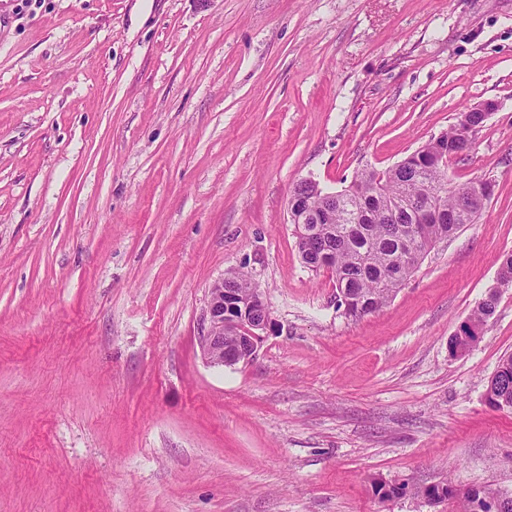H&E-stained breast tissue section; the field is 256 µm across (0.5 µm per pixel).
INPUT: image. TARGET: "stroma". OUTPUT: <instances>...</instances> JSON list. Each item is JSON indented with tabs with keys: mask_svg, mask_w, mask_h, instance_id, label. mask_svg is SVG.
<instances>
[{
	"mask_svg": "<svg viewBox=\"0 0 512 512\" xmlns=\"http://www.w3.org/2000/svg\"><path fill=\"white\" fill-rule=\"evenodd\" d=\"M498 108L454 182L476 223L383 308L336 309L288 203ZM512 0H0V512H455L374 481L512 495ZM234 272L273 327L203 357ZM492 289L489 290L486 297L478 303L476 308L472 311L470 316L464 321L462 325L463 330H468L469 326L482 327L486 329L490 321L494 318L496 308L498 305L499 291ZM461 328L458 330V335L461 340L460 352H468L474 344H476L483 336L482 329H473L476 336H468ZM507 358L508 362L487 390V400L496 408H512V355Z\"/></svg>",
	"mask_w": 512,
	"mask_h": 512,
	"instance_id": "35a3bbf8",
	"label": "stroma"
}]
</instances>
